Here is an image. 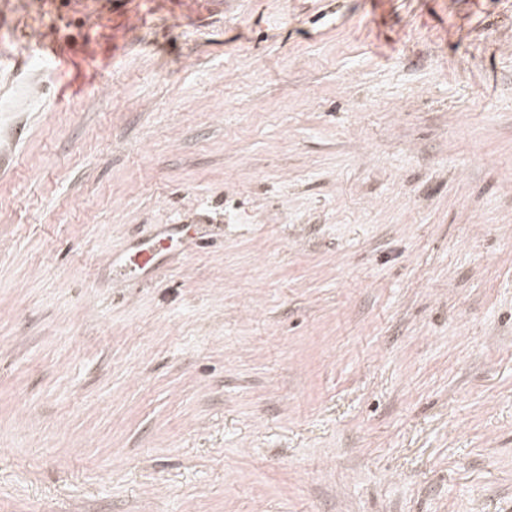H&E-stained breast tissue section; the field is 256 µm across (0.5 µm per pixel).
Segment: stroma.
I'll return each instance as SVG.
<instances>
[{
	"mask_svg": "<svg viewBox=\"0 0 512 512\" xmlns=\"http://www.w3.org/2000/svg\"><path fill=\"white\" fill-rule=\"evenodd\" d=\"M32 43L0 512H512V0H0ZM175 237L182 247L185 241L199 239L198 227L195 224H173L171 228L160 229L153 237L133 241L124 253L108 255L106 264L112 267L114 276H151L167 244Z\"/></svg>",
	"mask_w": 512,
	"mask_h": 512,
	"instance_id": "35a3bbf8",
	"label": "stroma"
}]
</instances>
